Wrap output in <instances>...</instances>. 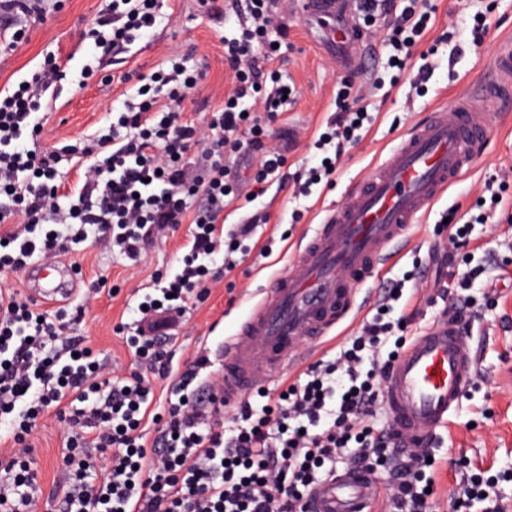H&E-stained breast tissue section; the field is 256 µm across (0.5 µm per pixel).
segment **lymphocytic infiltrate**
Returning <instances> with one entry per match:
<instances>
[{
  "instance_id": "obj_1",
  "label": "lymphocytic infiltrate",
  "mask_w": 512,
  "mask_h": 512,
  "mask_svg": "<svg viewBox=\"0 0 512 512\" xmlns=\"http://www.w3.org/2000/svg\"><path fill=\"white\" fill-rule=\"evenodd\" d=\"M277 0H235L239 36L225 39L224 65L231 89L223 105L202 123L180 119L183 103L201 78L180 61L156 71L126 100L107 133L89 143L30 149L38 112L58 98L66 73L46 55L31 79L0 96V270L19 272L55 260L93 239L137 261L146 243L172 224L191 227L190 249L174 270L156 274L132 321L118 325L137 364L128 376L112 375L82 337L71 335L67 308L47 309L14 291H0V426L15 446L0 453V512H50L37 490L38 473L27 454L45 412H55L69 450L71 489L65 506L76 512H306L309 490L336 472V461L374 474L390 463L395 492L389 512H435L422 484L420 458L401 449L394 427L373 417L383 399L384 378L399 350L384 351L403 336L415 312L390 310L404 292L387 282L375 312L334 358L309 364L281 381L277 394L257 403L242 396L233 427H224L223 379L208 348L180 359L173 337L190 303L204 301L216 264L232 272L255 227L224 228L230 202H253L279 177L286 150L267 142L266 124L293 95L279 79L280 55L269 37ZM162 0H109L88 30L104 55L121 54L154 28ZM368 22L389 18L391 85H400L403 52L425 37L434 12L428 0H361ZM366 107L347 92L315 143L324 156L297 184L307 197L330 179L346 151L357 144L356 125ZM202 147L211 162L188 177L186 156ZM254 154L259 166L248 184L231 176L225 152ZM79 159L83 184L62 202L59 166ZM504 177L489 176L490 200L453 224L448 246L430 253L446 269L435 282L438 298L457 295L455 315L469 311L462 291L482 276L465 266L461 249L472 225L496 224L504 215ZM172 386L160 411L150 408L156 381Z\"/></svg>"
}]
</instances>
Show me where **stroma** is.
Segmentation results:
<instances>
[{
	"label": "stroma",
	"mask_w": 512,
	"mask_h": 512,
	"mask_svg": "<svg viewBox=\"0 0 512 512\" xmlns=\"http://www.w3.org/2000/svg\"><path fill=\"white\" fill-rule=\"evenodd\" d=\"M107 3L38 0L32 15L11 12L0 17V32L12 28L25 31L17 50L0 51V90L14 89L22 79L30 78L50 51L67 71L63 90L50 105L40 146L59 148L105 132L113 111L135 93L139 77L167 67L173 57L206 74L200 89L185 100L183 119L205 121L224 100L231 83L224 67V39L236 33L234 20L208 18L199 0H166L161 22L147 36L128 52L104 59L85 32ZM434 5L432 36L451 26L455 38L440 44L437 54L427 60L434 71L424 95L412 99L408 85L389 86V50L383 42L387 24L379 22L369 36L376 54L374 74L382 82L371 99L373 121L364 126L360 141L342 157L331 184L314 187L310 197L300 200L293 194L296 177L305 168L319 165L323 157L313 142L335 111L334 100L343 79L350 77L359 84L364 77L346 73L334 58L323 54L300 15L292 11L279 15L277 22L288 32L289 48L276 67L284 81L295 85L297 96L281 107L270 134L275 143L287 147L288 166L262 197L224 212L228 225L241 223L257 212L266 214L267 222L258 227L255 239L258 245L269 246L271 252L248 258L229 277L211 283L205 302L187 314L177 331L181 350L189 352L201 345L218 350L222 337L235 334L262 292L286 272L312 227L323 223L330 209L344 204L350 187L383 163L412 124L432 107L452 108L467 90L486 81L498 45L512 40V0H492L484 18L485 35L477 45L471 42L473 20L457 15L456 0H434ZM87 64L96 65L98 71L85 82L80 72ZM123 73L129 74L128 82H118V75ZM508 169H512V104L502 108L472 169L411 224L410 245L397 261L383 268L381 281L400 279L410 271L416 252L428 251L447 238L449 211H467L481 196L485 178ZM187 234L188 227L183 224L167 237L152 240L137 263L90 241L67 255L66 261L82 286L98 280L105 283L99 299L86 308L72 332L100 352L115 375L129 374L135 368L134 358L115 333V326L130 321L129 310L137 301V292L150 286L152 274L176 265L185 250ZM472 235L476 243L469 246L467 259L487 268L469 291L478 314L471 330L478 371L459 410L448 427L440 430L434 450L433 499L439 512H452V497L465 471L491 481L502 507L512 508V249L487 250L497 239L512 238V223L478 224ZM489 286L498 290L497 305L485 300ZM32 445L40 492L64 497L67 450L54 413L41 417Z\"/></svg>",
	"instance_id": "35a3bbf8"
}]
</instances>
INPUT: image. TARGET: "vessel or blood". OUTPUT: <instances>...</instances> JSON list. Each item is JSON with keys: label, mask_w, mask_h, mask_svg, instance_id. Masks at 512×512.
I'll use <instances>...</instances> for the list:
<instances>
[{"label": "vessel or blood", "mask_w": 512, "mask_h": 512, "mask_svg": "<svg viewBox=\"0 0 512 512\" xmlns=\"http://www.w3.org/2000/svg\"><path fill=\"white\" fill-rule=\"evenodd\" d=\"M298 12L319 25L323 50L347 69L363 62L365 39L342 27L350 0H295ZM512 98V42L501 44L488 81L460 98L453 113L430 111L389 158L352 186L346 202L317 225L275 286L252 308L237 335L216 357L225 399L284 378L301 341L325 343L340 324L355 320L358 287L392 261L418 215L468 171L485 146L501 103ZM44 286L29 295L45 306L70 302L80 286L63 262L35 263ZM477 364L462 323L444 317L429 326L393 365L384 400L402 443L427 447L447 427L470 387ZM376 487L348 470L310 492L312 512H370Z\"/></svg>", "instance_id": "vessel-or-blood-1"}]
</instances>
